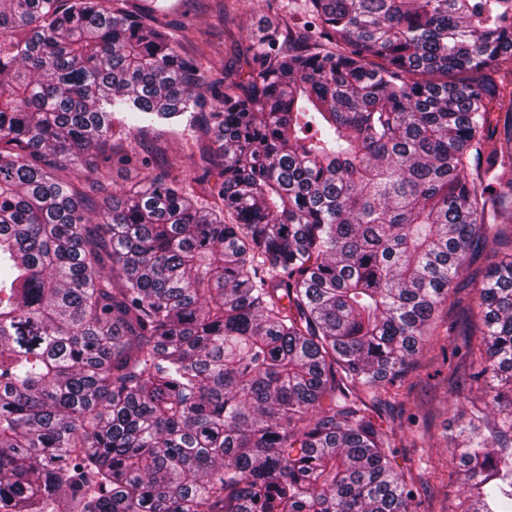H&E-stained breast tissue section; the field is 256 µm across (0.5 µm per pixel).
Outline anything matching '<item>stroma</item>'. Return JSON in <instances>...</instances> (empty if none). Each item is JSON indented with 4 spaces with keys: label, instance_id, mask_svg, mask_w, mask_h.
I'll return each instance as SVG.
<instances>
[{
    "label": "stroma",
    "instance_id": "1",
    "mask_svg": "<svg viewBox=\"0 0 512 512\" xmlns=\"http://www.w3.org/2000/svg\"><path fill=\"white\" fill-rule=\"evenodd\" d=\"M166 4L164 21L178 27L183 53L200 58L211 81L237 71V48L248 45L261 29L272 25L284 28L289 23L288 0H166ZM188 142L198 153L214 150L208 136L184 126L149 127L130 134L118 131L112 138L116 151L150 154L156 166L178 160L171 174L181 180L191 179L196 173L193 161L181 157ZM497 259L488 245L470 252V277L454 285L444 317L445 322L455 324L458 333L468 331L466 306ZM452 347L447 335L433 337L431 355L419 357L406 377L404 413L385 421L386 427L395 429L399 436L397 465L411 470L415 477L418 512H466L469 502L461 479L450 474L453 439L462 426L461 417L481 408L490 423H499L503 417L498 409L486 407L481 387L457 388L447 363L439 357L441 350Z\"/></svg>",
    "mask_w": 512,
    "mask_h": 512
}]
</instances>
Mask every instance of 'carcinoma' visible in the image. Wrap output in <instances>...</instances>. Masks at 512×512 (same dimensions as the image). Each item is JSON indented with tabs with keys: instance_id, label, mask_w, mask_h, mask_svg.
Instances as JSON below:
<instances>
[{
	"instance_id": "1",
	"label": "carcinoma",
	"mask_w": 512,
	"mask_h": 512,
	"mask_svg": "<svg viewBox=\"0 0 512 512\" xmlns=\"http://www.w3.org/2000/svg\"><path fill=\"white\" fill-rule=\"evenodd\" d=\"M292 2L221 88L162 3L0 0V512H414L366 400L490 242L452 354L512 408V0ZM201 115L207 198L162 170L92 229L115 124ZM455 459L512 512V411Z\"/></svg>"
}]
</instances>
